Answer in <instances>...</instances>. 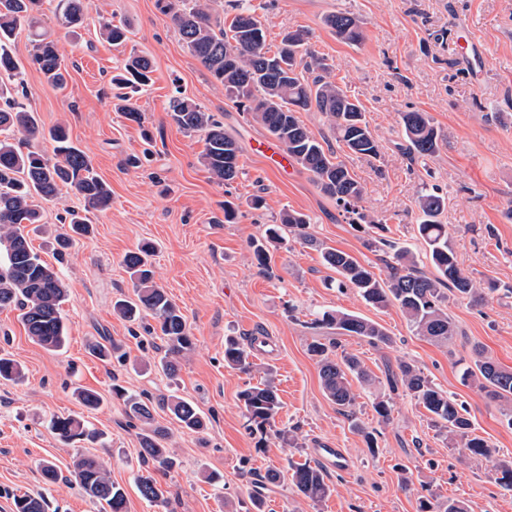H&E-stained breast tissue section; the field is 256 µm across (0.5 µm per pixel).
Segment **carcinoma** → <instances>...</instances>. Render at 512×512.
<instances>
[{
	"label": "carcinoma",
	"mask_w": 512,
	"mask_h": 512,
	"mask_svg": "<svg viewBox=\"0 0 512 512\" xmlns=\"http://www.w3.org/2000/svg\"><path fill=\"white\" fill-rule=\"evenodd\" d=\"M64 2L57 21L73 33L88 19L89 3L88 0ZM35 3L36 0H0V309L21 308L27 336L46 349L58 350L66 341L60 306L67 289L59 273L32 248L24 232L25 225L41 223L40 211L32 198L37 195L51 200L57 197L60 187L69 186L82 197L83 211L87 212L108 208L112 193L94 172L92 159L72 144L61 125L49 131L55 143L54 158L20 149L21 140L36 138L42 131L35 113L24 109L15 99L19 89L24 87V67L12 50L16 30L25 27L30 32L33 43L30 62L48 84L62 87L67 73L57 41L48 35L42 20L33 14ZM161 9L170 15L191 54L224 86L225 95L243 111L251 113L293 160L312 173L320 191L336 200L349 214L351 223H373L358 208L364 194L361 183L297 116L299 112H319L328 119L336 141L349 151L370 158L379 156V144L360 104L330 78L328 67L309 50V32L289 31L283 35L280 44L273 47L267 44L261 20L242 2L232 4L234 15L226 27L220 26L198 0H179L177 4L165 0ZM324 23L345 42L358 43L364 38L359 20L350 13H332ZM98 24L107 42L114 46L126 42L123 26L103 18L98 19ZM152 72L153 63L148 56L131 55L123 71L110 80L111 85L119 89L115 94L117 109L140 125L143 124L142 114L132 106L130 93L147 85ZM169 116L179 130L204 134L205 150L201 163L217 182L227 184L238 177V147L234 138L224 131L223 123L195 101L180 97L172 101ZM401 121L403 137L413 153L420 157H432L437 153L439 135L427 113L405 112ZM416 205L420 214L418 236L426 245L435 274L429 276L421 271L416 256L407 249L394 250L395 265L391 266L392 273L385 281L379 280L369 268L344 251L326 249L322 258L324 264L338 275V287L355 289L376 308L397 305L415 335L446 344L455 336V327L442 307L447 299L444 288L476 303L482 301L481 292L459 267L448 239L447 225L438 221L446 207L445 198L434 191L424 190L418 193ZM81 212L67 211L71 233H89L88 218ZM308 224L307 215L301 212H283L280 223L270 225L263 238L251 242L256 265L260 268L267 266L268 245L281 242L285 228L300 239L311 241L306 233ZM153 252V246L143 244L125 256L134 298L116 301L114 311L127 321H135L143 313L157 321L164 341V354L157 366L172 380L177 376L180 356L192 349L193 341L186 316L154 279L150 261ZM314 325L334 329L341 336L364 339L374 346L391 343L382 326L354 313L325 311L314 320ZM337 346L339 341L335 337L326 344L314 340L309 344V352L318 357L325 396L346 412L352 410L355 403L352 381L369 387L373 378L354 354L330 358L329 349ZM89 350L101 361L126 358L121 346L114 341L108 344L97 341L89 345ZM224 363L244 373L251 372L254 368L251 347L235 336L225 337ZM22 376L18 363L0 355V380L18 381ZM462 379L500 402L499 413L512 426V369L500 366L483 350L477 349L472 365L463 371ZM387 385L392 393L402 389L412 395L428 412L433 426L446 434L450 443L460 447L464 456L476 460L492 456L494 449L488 441L473 433L466 409L436 386L413 362H398L397 370L387 374ZM112 392L123 401L128 422L136 421L141 425L139 439L143 461L163 472L172 470L176 461L163 445L170 428L155 422L153 407L140 396L118 387L112 388ZM75 395L79 404L90 411L103 403L99 393L92 389L79 388ZM239 401L252 435L259 436L261 441L273 435L286 445L293 443L292 431L274 428L280 400L273 369H265L262 383L249 384L241 390ZM163 406L174 427L195 433L206 430V418L185 398L173 393ZM372 408L379 422L390 420V398L386 395L376 396ZM52 429L66 443H95L100 438L99 431L79 416L58 417L52 421ZM69 474L89 497L101 504L104 512H125L126 494L112 482L97 456L77 457ZM289 478L304 497L314 502L331 492L327 475L317 464L307 461L294 464ZM136 484L144 499L162 505L168 503L169 491L157 479L140 477ZM15 508L16 512H45L43 499L31 495L18 497ZM419 512L471 510L458 502L440 503L425 498L419 502Z\"/></svg>",
	"instance_id": "obj_1"
}]
</instances>
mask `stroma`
I'll return each instance as SVG.
<instances>
[{
    "label": "stroma",
    "instance_id": "1",
    "mask_svg": "<svg viewBox=\"0 0 512 512\" xmlns=\"http://www.w3.org/2000/svg\"><path fill=\"white\" fill-rule=\"evenodd\" d=\"M266 26L267 41L279 44L283 32L310 33L315 53L324 58L339 85L364 108L380 154L368 158L335 146L334 151L364 187L367 224H351L334 199L323 194L300 165L291 174L264 167L253 144L266 130L230 101L189 53L158 0H90L91 23L72 36L56 24L60 0H40L38 14L57 40L68 66L63 88L47 84L28 62L27 30L15 38V57L25 66V89L17 99L36 113L43 128L64 125L72 142L93 160L98 176L112 190L108 209L90 211L91 232L76 237L64 260H56L44 240L31 243L42 259L57 264L68 296L61 306L68 340L59 351L27 336L20 313L0 310V351L24 368L22 382L0 381V512H14V498L43 497L46 512H100L77 485L45 482L40 464L70 467L79 454L100 457L127 499V512H249L250 475L287 471L289 462L312 460L318 444L344 449L348 471H328L331 493L319 502L301 496L290 480L262 486L266 512H418L420 497L461 501L474 512H512V492L493 479L500 461H512V427L495 402L462 373L475 349L512 369V0H247ZM345 11L356 16L363 42L338 39L324 23ZM103 16L124 25L125 45L103 41L93 19ZM486 56L484 72L465 58L467 43ZM135 53L153 61L151 85L136 95L143 123L128 120L113 106L110 78ZM194 100L221 121L239 148L240 173L231 184L218 183L202 166V135H187L170 121L169 101ZM428 113L439 132L431 157L410 156L401 116ZM154 136L145 146L143 130ZM139 157V167L127 166ZM436 189L448 205L440 217L463 271L485 289L482 304L449 294L447 312L457 334L440 346L416 336L396 306L375 308L352 288H339L323 264L321 247L351 254L378 279H388L391 257L372 247L375 238L410 247L419 266L430 270L417 238V193ZM262 196L252 208L253 196ZM237 207L225 222L223 205ZM310 218L316 246L294 236L270 250L260 269L249 247L282 212ZM156 247L155 280L185 314L193 348L182 361L177 381L147 370L162 347L147 332L152 317L137 323L120 319L114 302L131 294L123 258L139 243ZM341 310L379 323L392 339L377 348L343 337L375 379L356 387L352 414H344L324 395L312 340L328 336L313 327L317 314ZM243 342L259 337L263 353L254 360L272 366L282 407L277 428L296 431L294 446L275 437L257 443L245 426L238 399L258 373L224 365V338ZM108 336L127 353L123 363L105 364L88 345ZM415 363L430 380L469 412L477 435L495 449L492 458L469 459L451 447L431 425L426 410L400 391L390 393L392 412L379 422L374 395L389 393L387 368ZM158 401L171 393L195 402L208 418L205 433L173 430L166 446L177 467L161 476L171 492L168 505L143 499L135 479L148 475L138 431L127 423L113 384ZM78 387L96 390L100 408L85 412L75 400ZM86 415L101 431L94 445L67 444L50 429L53 416ZM373 430L374 444L363 432Z\"/></svg>",
    "mask_w": 512,
    "mask_h": 512
}]
</instances>
